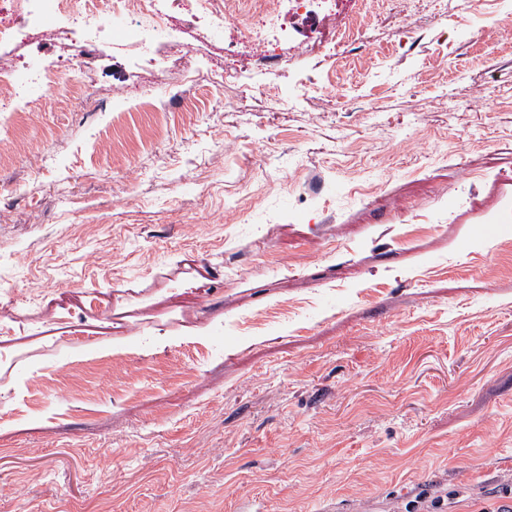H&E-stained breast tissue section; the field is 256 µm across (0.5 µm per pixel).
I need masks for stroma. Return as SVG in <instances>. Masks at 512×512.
<instances>
[{
  "instance_id": "35a3bbf8",
  "label": "stroma",
  "mask_w": 512,
  "mask_h": 512,
  "mask_svg": "<svg viewBox=\"0 0 512 512\" xmlns=\"http://www.w3.org/2000/svg\"><path fill=\"white\" fill-rule=\"evenodd\" d=\"M456 3L260 63L195 0L89 46L0 0V512L512 503V0Z\"/></svg>"
}]
</instances>
